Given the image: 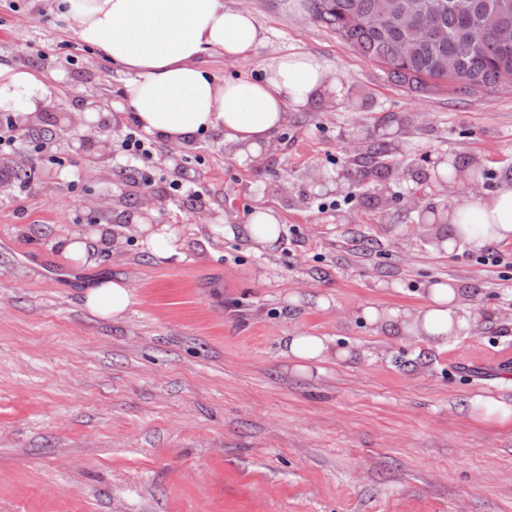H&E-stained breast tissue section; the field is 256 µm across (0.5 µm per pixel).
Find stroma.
Instances as JSON below:
<instances>
[{"instance_id":"1","label":"stroma","mask_w":512,"mask_h":512,"mask_svg":"<svg viewBox=\"0 0 512 512\" xmlns=\"http://www.w3.org/2000/svg\"><path fill=\"white\" fill-rule=\"evenodd\" d=\"M224 3L252 12L265 52L315 57L342 97L289 112L259 158L205 133L180 165L164 149L145 169L116 149L134 119L109 61L64 36L49 0H0V62L58 74L31 136L0 158V512H512V414L482 407L512 411V279L473 246L434 249L433 230L391 233L397 207L335 184L356 125L393 136L390 165L427 152L512 178V87L417 92L306 0ZM87 104L99 131L85 151L67 117ZM148 190L166 199L151 219L173 231L165 259L128 230ZM258 208L281 216L274 253L215 234ZM104 227L118 245L93 264L66 252ZM102 277L132 288L123 317L86 308ZM448 280L476 321L447 347L362 316L420 306ZM295 331L350 356L295 370L281 352Z\"/></svg>"}]
</instances>
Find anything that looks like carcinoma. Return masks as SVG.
I'll use <instances>...</instances> for the list:
<instances>
[{
  "label": "carcinoma",
  "instance_id": "1",
  "mask_svg": "<svg viewBox=\"0 0 512 512\" xmlns=\"http://www.w3.org/2000/svg\"><path fill=\"white\" fill-rule=\"evenodd\" d=\"M439 0H423L414 26L392 22L398 0H309L312 19L332 30L357 55L378 65L387 79L413 90L442 88L450 93L479 94L498 88L500 72L512 68V43L499 40L512 29V0H467L469 10L437 9ZM480 26L485 38L471 42L469 29ZM388 144L373 142L362 160L348 167L350 179L371 186L392 184L384 163ZM482 237L490 232L461 213L454 231Z\"/></svg>",
  "mask_w": 512,
  "mask_h": 512
}]
</instances>
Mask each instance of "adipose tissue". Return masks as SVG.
I'll list each match as a JSON object with an SVG mask.
<instances>
[{"instance_id": "ef3b65f1", "label": "adipose tissue", "mask_w": 512, "mask_h": 512, "mask_svg": "<svg viewBox=\"0 0 512 512\" xmlns=\"http://www.w3.org/2000/svg\"><path fill=\"white\" fill-rule=\"evenodd\" d=\"M75 40L104 56L123 77L124 96L141 131L179 148L202 132L220 135L240 159L257 156L288 121L289 111L307 108L319 94L340 93L341 85L322 63L307 54H261L264 30L246 8L224 0H52ZM257 62L256 76L220 79L204 67V56ZM55 72L0 63V105L36 112ZM460 210L496 227L495 240L512 241V180L482 198L461 196ZM242 236L257 252H273L280 218L260 208L247 224L223 227ZM134 294L123 279L104 278L86 293L87 308L121 317ZM364 317L382 326L397 324L402 337L438 346L467 330L474 320L464 293L453 282H435L415 312L369 307ZM283 353L296 370L309 372L346 358L324 336L294 332Z\"/></svg>"}]
</instances>
